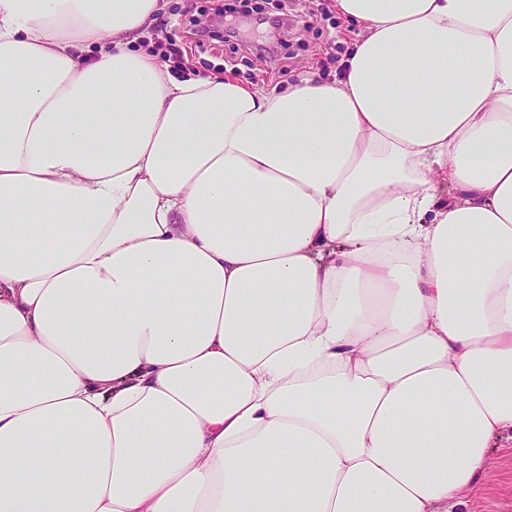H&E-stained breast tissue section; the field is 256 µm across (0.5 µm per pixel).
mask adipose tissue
Returning <instances> with one entry per match:
<instances>
[{
    "label": "adipose tissue",
    "instance_id": "obj_1",
    "mask_svg": "<svg viewBox=\"0 0 512 512\" xmlns=\"http://www.w3.org/2000/svg\"><path fill=\"white\" fill-rule=\"evenodd\" d=\"M165 0H0V512H448L512 435V0H335L331 82L174 77Z\"/></svg>",
    "mask_w": 512,
    "mask_h": 512
}]
</instances>
